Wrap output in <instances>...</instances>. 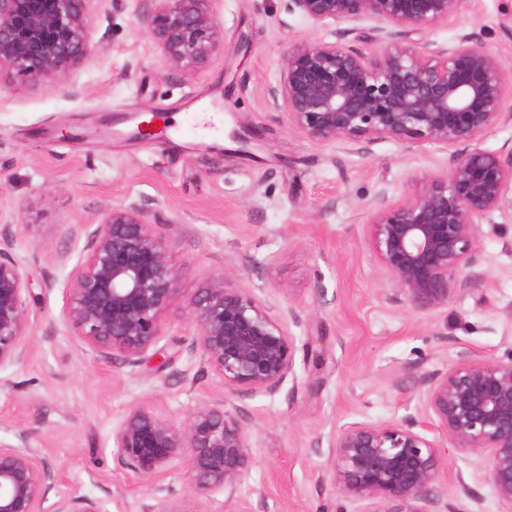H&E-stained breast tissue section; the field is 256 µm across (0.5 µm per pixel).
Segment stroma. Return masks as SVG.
<instances>
[{
	"mask_svg": "<svg viewBox=\"0 0 512 512\" xmlns=\"http://www.w3.org/2000/svg\"><path fill=\"white\" fill-rule=\"evenodd\" d=\"M289 0H217L223 46L193 72L171 71L140 16L143 0H104L89 16L93 51L66 76L0 86V233L31 283L27 354L0 367V441L26 440L51 479L43 512L84 496L99 512H362L332 481L333 441L353 421H413L435 444L433 494L460 512H506L481 458L453 447L421 402L424 377L462 356L512 355V209L480 226L477 287L420 313L398 301L371 242L381 188L398 200L410 180L443 175L457 149L378 140L317 144L289 125L272 96L289 43L342 41L374 50L372 22L314 25ZM472 35L512 65V0L467 9L407 43L448 46ZM221 109L220 131L174 137L185 103ZM160 113L168 135L129 136L128 115ZM261 139L244 154L231 133ZM126 200L174 222L173 258L186 267L159 346L170 363L133 367L79 344L63 321L71 261L86 225ZM68 263H61V256ZM234 271L297 345L274 393L225 388L200 350L186 297ZM223 404L251 434L234 494L196 495L179 457L151 482L120 464L112 432L137 403L182 421Z\"/></svg>",
	"mask_w": 512,
	"mask_h": 512,
	"instance_id": "35a3bbf8",
	"label": "stroma"
}]
</instances>
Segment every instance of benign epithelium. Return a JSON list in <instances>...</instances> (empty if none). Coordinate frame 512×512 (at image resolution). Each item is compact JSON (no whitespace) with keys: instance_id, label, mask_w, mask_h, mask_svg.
<instances>
[{"instance_id":"1","label":"benign epithelium","mask_w":512,"mask_h":512,"mask_svg":"<svg viewBox=\"0 0 512 512\" xmlns=\"http://www.w3.org/2000/svg\"><path fill=\"white\" fill-rule=\"evenodd\" d=\"M93 0H0V67L36 83L61 77L92 51ZM143 22L171 69L202 67L221 46L216 0H147ZM313 25L370 19L377 52L340 42L297 41L282 55L274 96L288 124L316 143L389 140L446 148L470 146L450 170L413 183L397 201L381 192L372 244L397 298L417 312L448 306L477 254L480 224L507 203L512 156L475 142L502 119L512 66L468 35L455 45L403 44L461 13L467 0H289ZM171 222L148 219L128 200L86 230L85 254L67 277L64 322L80 343L140 364L167 327L185 269L172 257ZM0 237V367L22 359L32 324L30 283ZM195 326L191 348L234 391L274 393L293 373L296 345L230 271L213 275L186 299ZM430 419L455 448L483 458L498 498L512 506V355L465 356L422 382ZM414 422H351L333 442L338 494L366 503L364 512H434L436 447ZM123 465L144 479L187 458L186 480L199 495L234 491L250 457V433L219 404L202 402L176 422L152 406H132L112 431ZM49 473L26 446L0 443V512H42ZM59 512H98L85 497Z\"/></svg>"}]
</instances>
